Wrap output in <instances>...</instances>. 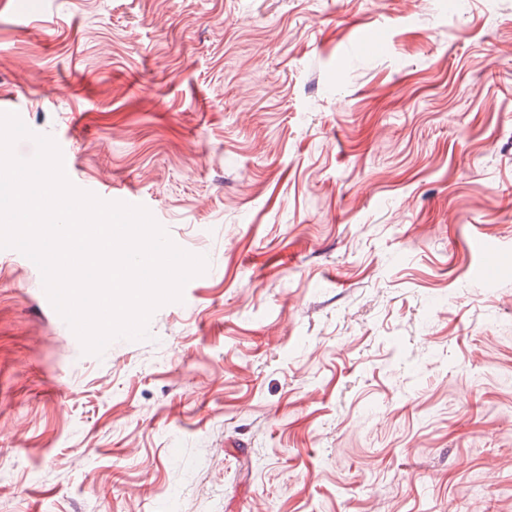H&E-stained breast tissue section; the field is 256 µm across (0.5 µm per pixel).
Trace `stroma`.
I'll return each instance as SVG.
<instances>
[{"label":"stroma","instance_id":"35a3bbf8","mask_svg":"<svg viewBox=\"0 0 512 512\" xmlns=\"http://www.w3.org/2000/svg\"><path fill=\"white\" fill-rule=\"evenodd\" d=\"M9 111L208 269L0 249V512H512V0H0Z\"/></svg>","mask_w":512,"mask_h":512}]
</instances>
